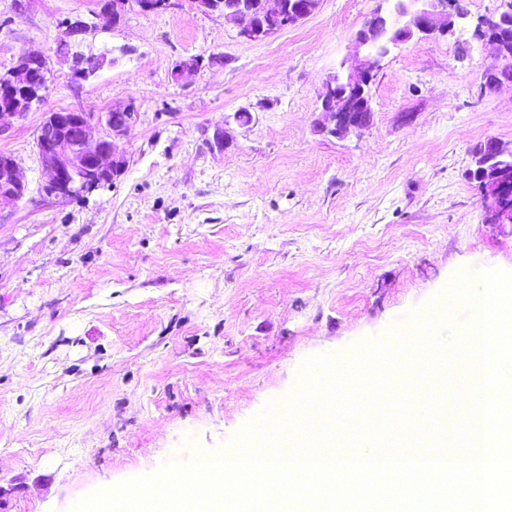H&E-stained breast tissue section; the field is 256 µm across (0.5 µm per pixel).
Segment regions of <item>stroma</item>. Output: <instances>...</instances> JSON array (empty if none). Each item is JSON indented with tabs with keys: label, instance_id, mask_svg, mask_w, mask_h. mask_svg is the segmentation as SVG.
Instances as JSON below:
<instances>
[{
	"label": "stroma",
	"instance_id": "1",
	"mask_svg": "<svg viewBox=\"0 0 512 512\" xmlns=\"http://www.w3.org/2000/svg\"><path fill=\"white\" fill-rule=\"evenodd\" d=\"M450 35L391 50L373 120L320 132V95L351 65L380 0H322L302 24L242 40L191 0H0V72L50 61L44 101L0 135L29 181L0 206V512H71L87 494L212 455L301 378L303 362L385 340L459 270L512 272V229L484 223L472 148L512 151V86L489 92L498 0H466ZM80 18L85 35L64 39ZM221 56L185 82L180 59ZM100 57L88 81L74 56ZM135 102L112 186L41 199L45 113ZM230 143L212 147L216 129Z\"/></svg>",
	"mask_w": 512,
	"mask_h": 512
}]
</instances>
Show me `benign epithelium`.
<instances>
[{"mask_svg":"<svg viewBox=\"0 0 512 512\" xmlns=\"http://www.w3.org/2000/svg\"><path fill=\"white\" fill-rule=\"evenodd\" d=\"M264 11L280 20L278 27H262L244 4L224 6V21L238 28L237 35L246 41H260L296 26L320 7L321 0H261ZM130 0H111L102 26L120 22ZM466 16L458 8V0H393L388 12L377 10L364 22L355 37L356 64L331 75L321 96L322 130L333 136H344L352 130L366 128L373 111L367 88L381 59L391 48L415 34H448L455 21ZM474 36L495 45L497 56L486 74L485 89L512 83V0H501L497 13L479 20ZM42 54L25 53L16 64L0 73V136L7 122L21 118L39 102L48 89L50 69H34ZM215 65L211 58L191 56L176 62L173 79L180 83L193 76L203 65ZM138 118L136 104L128 102L112 112H83L79 109L48 112L35 140L38 159L45 179L39 186L40 197L48 202H67L93 192L109 183L107 175L116 178L126 166L124 157L115 150L114 139L131 127ZM107 128L103 137L93 138L92 122ZM470 179L477 182L484 222L512 226V207L504 204L512 192V152L488 139L473 157ZM28 191L23 171L9 155L0 157V204L21 200Z\"/></svg>","mask_w":512,"mask_h":512,"instance_id":"benign-epithelium-1","label":"benign epithelium"}]
</instances>
